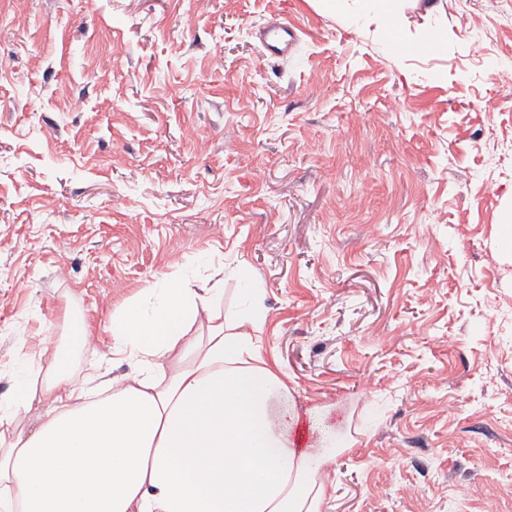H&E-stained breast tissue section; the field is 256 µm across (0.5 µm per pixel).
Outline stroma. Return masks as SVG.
<instances>
[{"label": "stroma", "instance_id": "stroma-1", "mask_svg": "<svg viewBox=\"0 0 512 512\" xmlns=\"http://www.w3.org/2000/svg\"><path fill=\"white\" fill-rule=\"evenodd\" d=\"M0 0V399L69 319L189 278L245 287L302 415L350 449L330 512H482L512 482V0ZM301 29L265 59L269 21ZM482 54H475V47ZM357 15L360 19L376 20L385 37L387 46L400 55L435 54L441 50V43L435 36H429L420 43H409L401 39L394 21L398 0H356Z\"/></svg>", "mask_w": 512, "mask_h": 512}]
</instances>
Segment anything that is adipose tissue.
I'll return each mask as SVG.
<instances>
[{"mask_svg": "<svg viewBox=\"0 0 512 512\" xmlns=\"http://www.w3.org/2000/svg\"><path fill=\"white\" fill-rule=\"evenodd\" d=\"M357 2L396 53L440 51L433 36L401 39L397 0ZM150 294V309L112 314L111 351L137 372L110 380L105 396L69 380L90 336L80 317L65 348L18 373L0 401V512H329L323 475L336 435L313 405L318 445L296 447L298 414L256 334L264 315L253 291L231 321L221 290L165 283ZM33 412L30 432L21 422Z\"/></svg>", "mask_w": 512, "mask_h": 512, "instance_id": "1", "label": "adipose tissue"}]
</instances>
